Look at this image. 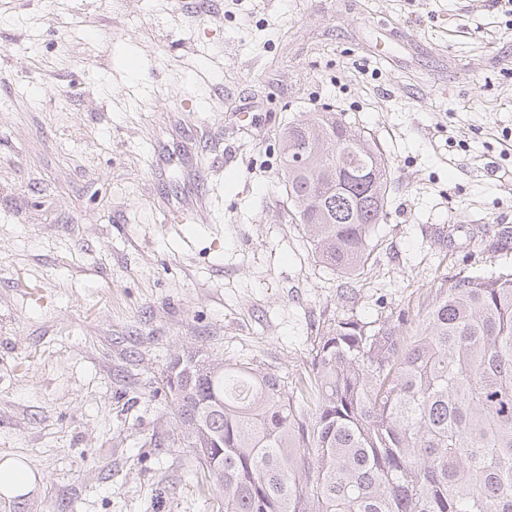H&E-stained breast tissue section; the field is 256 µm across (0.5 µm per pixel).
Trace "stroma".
I'll use <instances>...</instances> for the list:
<instances>
[{"instance_id": "stroma-1", "label": "stroma", "mask_w": 512, "mask_h": 512, "mask_svg": "<svg viewBox=\"0 0 512 512\" xmlns=\"http://www.w3.org/2000/svg\"><path fill=\"white\" fill-rule=\"evenodd\" d=\"M322 111L391 172L349 289L283 185L280 130ZM508 135L493 0H0V460L40 477L0 512H212L173 356L292 379L333 316L413 324L443 279L511 272Z\"/></svg>"}]
</instances>
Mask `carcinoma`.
<instances>
[{"label": "carcinoma", "mask_w": 512, "mask_h": 512, "mask_svg": "<svg viewBox=\"0 0 512 512\" xmlns=\"http://www.w3.org/2000/svg\"><path fill=\"white\" fill-rule=\"evenodd\" d=\"M292 215L324 267L350 278L374 251L390 172L334 112L280 137ZM403 315L328 320L288 382L200 350L171 359L170 424L216 512H512V273L435 289Z\"/></svg>", "instance_id": "1"}]
</instances>
